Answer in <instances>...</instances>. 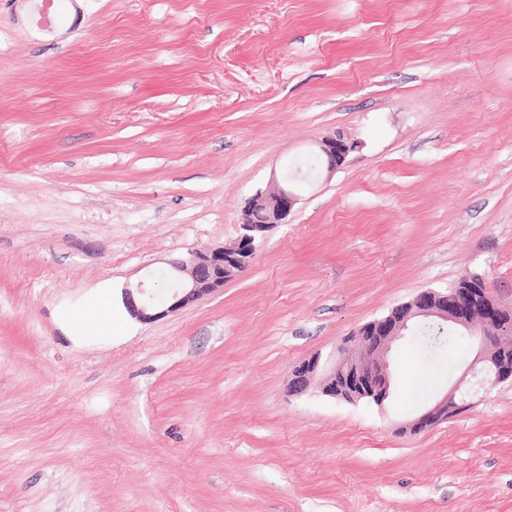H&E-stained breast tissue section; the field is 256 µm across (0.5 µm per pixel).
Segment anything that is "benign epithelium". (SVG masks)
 Segmentation results:
<instances>
[{
  "instance_id": "benign-epithelium-1",
  "label": "benign epithelium",
  "mask_w": 512,
  "mask_h": 512,
  "mask_svg": "<svg viewBox=\"0 0 512 512\" xmlns=\"http://www.w3.org/2000/svg\"><path fill=\"white\" fill-rule=\"evenodd\" d=\"M352 148L353 144L340 131L318 142L317 156L325 170L333 173L343 165ZM300 179L298 174L287 175L275 192L251 199L233 246L196 250L187 261L173 265L167 276L175 288L168 295L171 303L166 308L159 309L152 293L139 306L132 291L126 290L131 315L152 320L219 290L227 279L247 270L256 257L257 237L277 224L288 223V216L299 200L293 182ZM426 318L455 325L476 346V354L463 375L417 411L404 429L416 433L431 428L470 406L471 397L486 383L512 382V306L492 296L485 278L465 274L452 288L424 290L411 301L393 307L386 316L365 323L342 340L325 364H320L317 356L301 363L293 373L290 388L301 394L319 374L324 395L349 403L363 401L384 409L392 395V347L412 334L417 320Z\"/></svg>"
}]
</instances>
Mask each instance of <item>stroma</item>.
<instances>
[{
  "label": "stroma",
  "instance_id": "stroma-1",
  "mask_svg": "<svg viewBox=\"0 0 512 512\" xmlns=\"http://www.w3.org/2000/svg\"><path fill=\"white\" fill-rule=\"evenodd\" d=\"M35 6L0 0V512H512V383L399 429L468 347L396 344L382 410L290 390L463 274L512 305V0ZM338 131L247 271L128 315ZM108 289L116 330L80 339ZM353 144L347 141L344 133L338 131L333 136L322 139L317 144V156L321 163H324L325 170L333 173L338 167L343 165L347 156L351 152Z\"/></svg>",
  "mask_w": 512,
  "mask_h": 512
}]
</instances>
